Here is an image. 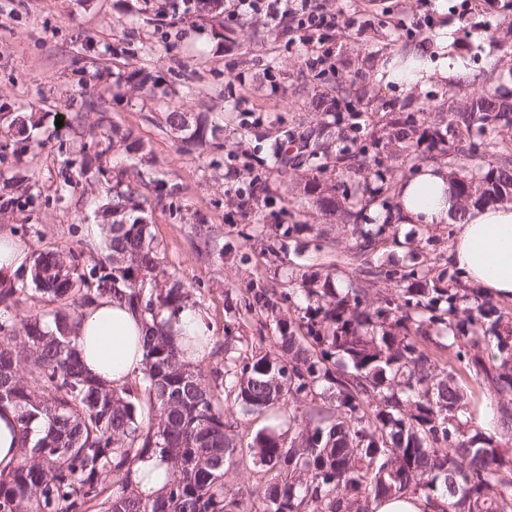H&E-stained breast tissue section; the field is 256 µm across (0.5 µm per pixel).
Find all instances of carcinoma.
Wrapping results in <instances>:
<instances>
[{"label":"carcinoma","instance_id":"cac0c4a2","mask_svg":"<svg viewBox=\"0 0 512 512\" xmlns=\"http://www.w3.org/2000/svg\"><path fill=\"white\" fill-rule=\"evenodd\" d=\"M125 81L150 95L155 84L140 70ZM4 124L22 150L42 146L33 131L46 113L11 112ZM100 118L81 151L106 172L114 141L129 153H145L132 132L105 128ZM165 123L187 145L217 138L220 127L202 116L168 106ZM331 123L295 137L258 145L246 156L272 167L291 160L306 166L303 185L321 215L353 226L368 251L376 237L400 219L398 181L382 171L381 154L409 160L415 168L447 161L457 200L455 215L469 207L512 201V99L493 86L464 98L448 97L389 119L382 135L341 147ZM475 158L490 159L481 177L469 175ZM34 203L28 188H0V212ZM105 210V255L41 250L30 282L0 288V303L15 306L38 293L55 304L52 323L38 314L0 317V407L16 414L18 462L0 472V512H252L224 483L234 445L224 408L212 385L246 414L278 404L315 402L327 393L329 408L310 407L286 440L276 428L261 429L248 444L265 481L260 512H369L371 500L403 493L448 498L446 512H512L509 442L471 425L460 372L481 381L493 400L498 429L512 431V314L490 299L461 288L444 270L419 274L416 238L396 239L410 265L370 267L366 278L340 292L331 274L302 279L308 301L297 335L293 322L277 320L288 357L248 353L230 358L214 382L188 361L168 332L180 311L195 305L184 284L167 276L136 189L120 174ZM289 229L267 244L274 258L287 249ZM390 281L395 293L368 299L371 283ZM246 311L268 317L291 299L266 288L249 289ZM121 299L146 326L144 368L138 380L106 384L82 365L76 330L85 312L103 299ZM445 335L449 357L460 369L442 368V354L428 347L431 332ZM492 349L491 359L479 351ZM148 397L155 419L144 423L138 404ZM167 464L165 485L152 495L138 489L135 468L149 458Z\"/></svg>","mask_w":512,"mask_h":512}]
</instances>
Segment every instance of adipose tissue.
Wrapping results in <instances>:
<instances>
[{
	"label": "adipose tissue",
	"mask_w": 512,
	"mask_h": 512,
	"mask_svg": "<svg viewBox=\"0 0 512 512\" xmlns=\"http://www.w3.org/2000/svg\"><path fill=\"white\" fill-rule=\"evenodd\" d=\"M406 224H444L456 208L448 167L433 164L399 184ZM460 275L482 293L512 301V205L472 208L457 224L448 251ZM143 321L119 301L90 308L77 329L80 358L97 379L122 386L143 364Z\"/></svg>",
	"instance_id": "ef3b65f1"
}]
</instances>
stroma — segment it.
Wrapping results in <instances>:
<instances>
[{"label":"stroma","instance_id":"1","mask_svg":"<svg viewBox=\"0 0 512 512\" xmlns=\"http://www.w3.org/2000/svg\"><path fill=\"white\" fill-rule=\"evenodd\" d=\"M338 17L330 32V77L364 89L356 104L339 102L345 136L380 132L382 111L420 107L450 92L472 94L486 86L485 61L496 56L499 71L512 69L486 28L512 26V0H316ZM211 17L198 13L170 22L171 0H0V103L17 112H59L56 135L39 130V155L0 149V184L24 177L32 206L0 214V232L31 250L59 249L98 255L96 207L106 182L79 181L56 200L62 160L81 162V144L99 118L132 131L149 148L131 155L114 147L111 172L135 176V187L155 236L164 269L186 284L213 327V348L201 369L206 377L224 368L227 356L245 350L275 352V321L247 313L249 288L288 291L301 276L332 273L337 287L360 279L351 225L325 222L303 197V170L285 173L255 167L246 174L236 144L253 147L283 131L304 130L325 119L312 99L322 83L306 66L307 46L288 40L257 17L231 18L233 0H219ZM448 30L449 60H463L465 80L425 86L374 85L365 77L380 69L390 46L434 49L440 28ZM142 69L173 96L188 117L203 114L221 126L220 143L186 148L164 124L163 99H148L119 73ZM270 193L259 205L238 204L252 177ZM290 230L288 252L271 260L264 246L277 226ZM454 223L400 224L399 237L416 234L437 266L448 267ZM224 420L237 446L224 481L245 504L258 501L260 476L246 445L269 425L266 413L243 415L225 404Z\"/></svg>","mask_w":512,"mask_h":512}]
</instances>
